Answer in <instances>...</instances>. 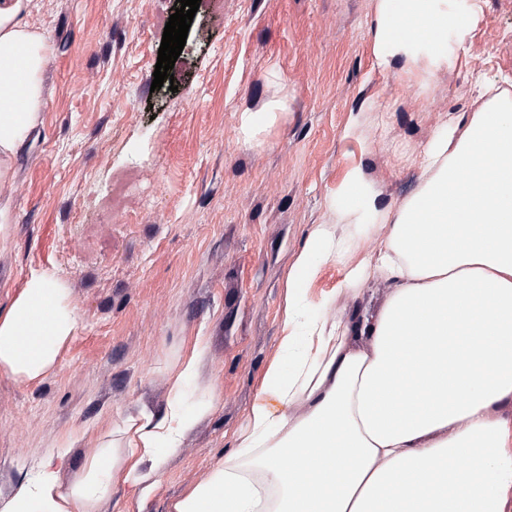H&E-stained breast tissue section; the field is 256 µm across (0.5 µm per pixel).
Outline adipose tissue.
Here are the masks:
<instances>
[{
	"mask_svg": "<svg viewBox=\"0 0 512 512\" xmlns=\"http://www.w3.org/2000/svg\"><path fill=\"white\" fill-rule=\"evenodd\" d=\"M32 0H0V158L28 141L45 105L48 42L27 21ZM480 0H380L377 64L456 65ZM482 107L435 135L419 155L425 179L387 215L382 248L346 273L351 293L377 273L392 291L370 321L309 313L304 288L349 242L315 228L288 278L281 360L267 368L237 446L172 512H512V91L479 82ZM484 157V169L472 167ZM336 202L357 220L375 192L352 170ZM77 330L58 278L31 271L0 313V372L38 379ZM200 350L170 386L166 415L127 417L84 472L63 485L54 460L0 512H95L114 482L156 484L167 458L208 415L187 405Z\"/></svg>",
	"mask_w": 512,
	"mask_h": 512,
	"instance_id": "1",
	"label": "adipose tissue"
}]
</instances>
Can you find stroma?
Listing matches in <instances>:
<instances>
[{"instance_id": "stroma-1", "label": "stroma", "mask_w": 512, "mask_h": 512, "mask_svg": "<svg viewBox=\"0 0 512 512\" xmlns=\"http://www.w3.org/2000/svg\"><path fill=\"white\" fill-rule=\"evenodd\" d=\"M49 41L46 106L0 176V312L30 271L69 288L78 326L53 371L0 372V497L76 435L63 483L131 414L163 418L182 360L203 344L188 404L212 403L149 492L119 482L98 512H171L224 464L280 356L288 277L327 224L355 246L309 283L332 319L373 317L392 284L343 290L382 247L387 212L419 189L431 138L482 101L473 78L512 80V0H482L457 66L376 64L379 0H201L174 68L152 90L176 0H34ZM262 118L245 137L242 118ZM377 211L334 200L352 168Z\"/></svg>"}]
</instances>
